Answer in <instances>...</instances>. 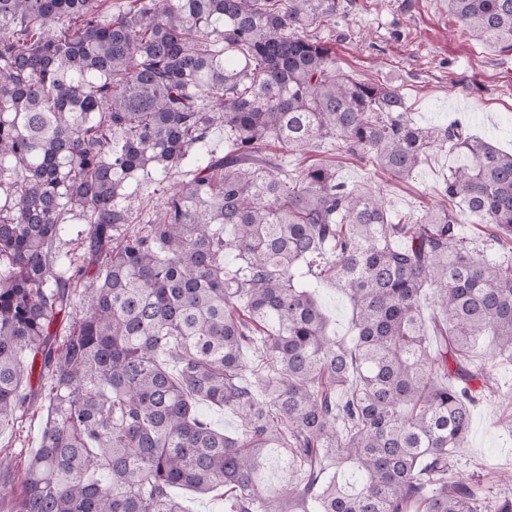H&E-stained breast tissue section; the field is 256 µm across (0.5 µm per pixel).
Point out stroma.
<instances>
[{
    "instance_id": "1",
    "label": "stroma",
    "mask_w": 512,
    "mask_h": 512,
    "mask_svg": "<svg viewBox=\"0 0 512 512\" xmlns=\"http://www.w3.org/2000/svg\"><path fill=\"white\" fill-rule=\"evenodd\" d=\"M320 38L336 64L353 78L399 87L421 126L447 125L464 118L474 134L512 152V50L472 40L449 14L447 0H343ZM330 162L345 182L381 189L392 218L436 203V190L462 157L446 149L431 152L408 178H396L369 160L327 143L287 155L288 168ZM332 336L351 340L354 331L347 297L330 279L313 284ZM470 356L494 377L472 412L468 439L452 478L477 482L487 502L512 492V362L502 359L493 337H480ZM45 413L29 406L14 423L0 428V512H10L16 482L40 445Z\"/></svg>"
}]
</instances>
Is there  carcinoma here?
Listing matches in <instances>:
<instances>
[{"label":"carcinoma","instance_id":"obj_1","mask_svg":"<svg viewBox=\"0 0 512 512\" xmlns=\"http://www.w3.org/2000/svg\"><path fill=\"white\" fill-rule=\"evenodd\" d=\"M106 3L0 0V428L51 378L12 512H185L176 486L224 490L226 512H512L448 482L473 382L493 390L470 350L491 336L512 361V153L338 68L317 29L341 0ZM448 12L512 49V0ZM217 127L228 149L183 170ZM326 140L400 178L446 146L466 162L395 221L382 192L264 151ZM155 173L178 179L135 207ZM75 211L85 252L62 269ZM305 273L346 294L352 343ZM198 408L209 418L217 430L224 431L227 434H233L238 430L239 422L234 412L204 403L199 404Z\"/></svg>","mask_w":512,"mask_h":512}]
</instances>
